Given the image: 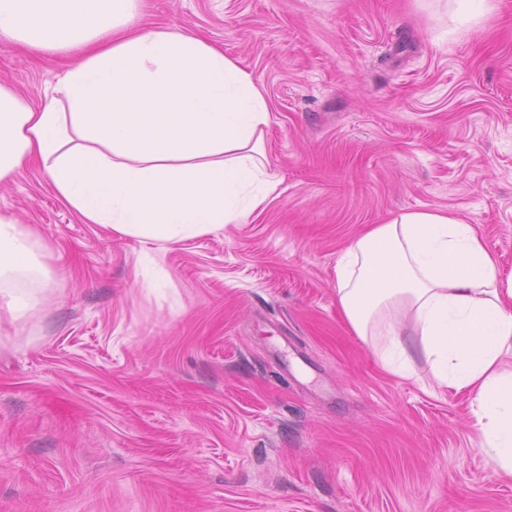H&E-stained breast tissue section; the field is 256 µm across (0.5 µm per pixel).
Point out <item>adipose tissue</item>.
Listing matches in <instances>:
<instances>
[{"label": "adipose tissue", "mask_w": 512, "mask_h": 512, "mask_svg": "<svg viewBox=\"0 0 512 512\" xmlns=\"http://www.w3.org/2000/svg\"><path fill=\"white\" fill-rule=\"evenodd\" d=\"M142 0H0V41L77 56L44 103L0 83V183L35 164L87 224L178 244L243 223L281 182L271 110L252 72L206 38L136 29ZM48 248L0 215V307L18 320L51 290ZM336 300L383 371L470 393L480 451L512 475V278L449 209L394 214L336 263Z\"/></svg>", "instance_id": "ef3b65f1"}]
</instances>
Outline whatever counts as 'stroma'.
<instances>
[{
    "label": "stroma",
    "instance_id": "obj_1",
    "mask_svg": "<svg viewBox=\"0 0 512 512\" xmlns=\"http://www.w3.org/2000/svg\"><path fill=\"white\" fill-rule=\"evenodd\" d=\"M438 25L429 0H143L254 73L281 184L175 245L83 223L37 167L0 213L57 283L0 322V512H512L471 398L381 369L336 261L390 213L450 208L512 276V0ZM0 43L34 103L61 71ZM164 270V292L144 280Z\"/></svg>",
    "mask_w": 512,
    "mask_h": 512
}]
</instances>
